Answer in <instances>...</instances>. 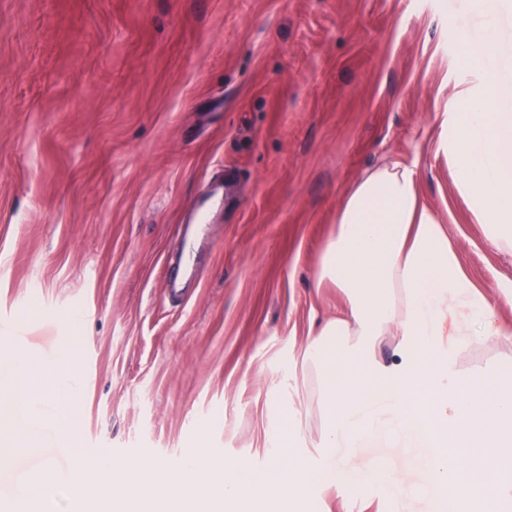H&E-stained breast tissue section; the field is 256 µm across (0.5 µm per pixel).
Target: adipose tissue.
Instances as JSON below:
<instances>
[{
	"label": "adipose tissue",
	"mask_w": 512,
	"mask_h": 512,
	"mask_svg": "<svg viewBox=\"0 0 512 512\" xmlns=\"http://www.w3.org/2000/svg\"><path fill=\"white\" fill-rule=\"evenodd\" d=\"M486 118L460 113L452 146L465 192L489 243L512 255V113L494 109L498 75L485 70ZM320 280L331 281L348 301L305 350L320 377L327 410L318 446L327 462L311 470L303 459L273 462L261 473L245 464L198 452L179 470L143 455L131 467L73 448L71 467L59 473L44 461L26 495L0 500V512H60L58 490L92 506L122 503L121 512H255L266 503L301 494L306 483L342 485L353 473L337 467L336 449L355 447L374 431L384 406L421 447L431 449L428 477L455 501L456 512H501L512 488V360L490 374L462 377L440 342L445 313L460 307L489 322L494 306L464 272L447 225L423 203L412 166L391 159L365 171L351 186L336 231L322 252ZM397 337L392 363L377 357L379 341ZM52 369L28 358L0 373V414L16 416L0 437V471L32 452L36 436L3 394L26 388L31 399H56V429L71 445L75 408L65 389L50 393Z\"/></svg>",
	"instance_id": "1"
}]
</instances>
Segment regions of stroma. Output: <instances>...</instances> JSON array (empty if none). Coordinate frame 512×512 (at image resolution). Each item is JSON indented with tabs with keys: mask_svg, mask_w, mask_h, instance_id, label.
<instances>
[{
	"mask_svg": "<svg viewBox=\"0 0 512 512\" xmlns=\"http://www.w3.org/2000/svg\"><path fill=\"white\" fill-rule=\"evenodd\" d=\"M491 42L495 109L512 112V10L501 0H0V329L9 369L67 355L80 448L109 464L198 450L261 470L311 468L324 420L303 361L345 298L318 263L346 192L393 157L512 322V256L486 240L444 147L484 95L462 60ZM465 375L512 359L467 310L442 342ZM56 408L0 472L21 495L67 471ZM430 449L389 423L336 460L397 476L309 484L289 512H435Z\"/></svg>",
	"mask_w": 512,
	"mask_h": 512,
	"instance_id": "stroma-1",
	"label": "stroma"
}]
</instances>
